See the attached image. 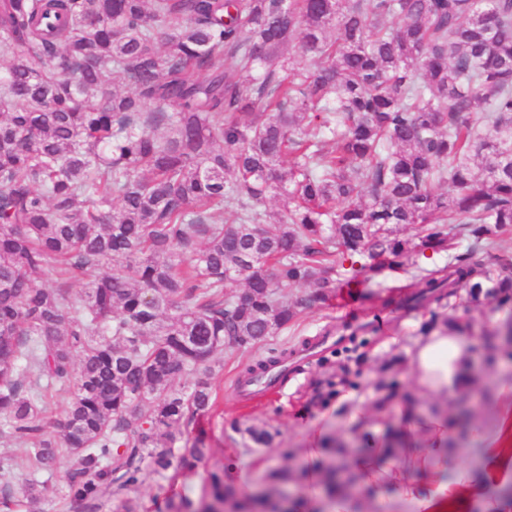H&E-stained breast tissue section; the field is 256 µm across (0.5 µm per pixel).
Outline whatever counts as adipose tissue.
<instances>
[{
  "instance_id": "adipose-tissue-1",
  "label": "adipose tissue",
  "mask_w": 512,
  "mask_h": 512,
  "mask_svg": "<svg viewBox=\"0 0 512 512\" xmlns=\"http://www.w3.org/2000/svg\"><path fill=\"white\" fill-rule=\"evenodd\" d=\"M473 341L460 332L434 330L415 338L407 352L408 374L418 393L445 399L457 395L460 381L473 356ZM502 402L497 409L498 428L485 442L494 467L512 461L498 450L512 442V376L498 377ZM391 421L404 452L399 459H383L379 439L365 440L366 450L353 461L366 492L367 504L376 512H512V498L492 496L473 481L469 467L458 469L455 480L443 477L451 430L447 415L420 417L409 403L394 407Z\"/></svg>"
}]
</instances>
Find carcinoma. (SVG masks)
Returning <instances> with one entry per match:
<instances>
[{
	"label": "carcinoma",
	"mask_w": 512,
	"mask_h": 512,
	"mask_svg": "<svg viewBox=\"0 0 512 512\" xmlns=\"http://www.w3.org/2000/svg\"><path fill=\"white\" fill-rule=\"evenodd\" d=\"M0 57V436L23 450L27 498L68 452V508L140 512L128 493L147 473L207 455L188 428L216 403L214 354L288 329L347 260L386 288L404 260L446 253L415 305L512 302L511 275L454 253L458 224L487 247L512 226V0H0ZM437 326L471 331L435 315L420 331ZM375 390L381 409L396 397L382 376ZM52 391L68 394L57 435ZM336 393L330 377L315 399ZM271 479L242 499L213 472L202 500L266 512L292 475ZM322 487L347 496L357 478L338 460Z\"/></svg>",
	"instance_id": "cac0c4a2"
}]
</instances>
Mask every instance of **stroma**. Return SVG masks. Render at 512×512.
<instances>
[{"label": "stroma", "mask_w": 512, "mask_h": 512, "mask_svg": "<svg viewBox=\"0 0 512 512\" xmlns=\"http://www.w3.org/2000/svg\"><path fill=\"white\" fill-rule=\"evenodd\" d=\"M357 298L358 311L375 313L381 318L382 323L375 331L348 337L342 346L337 347L330 362L314 359L300 363L278 388L253 401H245L237 392L236 380L244 362L266 357L271 349L312 338L321 326L343 321L345 312L332 304L306 308L288 330L266 344L247 350L227 348L219 352L216 359L223 367V378L216 383L218 406L206 426L209 452L194 468L180 471L176 478L152 476L133 488L131 495L142 502L143 512H168L166 504L171 498L186 496L192 501H199L210 473L217 470L235 468L243 476L242 490L247 493L255 487L263 488L271 469H304L306 461L301 428L305 424L314 422L343 440H353V433L347 431L343 420L336 417L335 403L314 404L316 383L339 373L341 365L348 363L350 358L363 356L361 374L355 377L353 385L342 387L341 392L348 397L346 409L373 408L375 393L372 383L377 378V366L385 359L405 356L418 334V324L440 310L436 304L428 309H418L401 301L385 306L365 288L359 289ZM473 318L476 347L469 367L479 378L482 391L492 395L497 391V377L503 366L497 357L502 346L501 333L488 319L486 310L475 311ZM263 424L277 429L278 435L272 447L253 448L245 429ZM481 445L478 436L469 435L452 451L453 465H469L491 494L501 496L512 492V478L490 467L486 456L478 452Z\"/></svg>", "instance_id": "obj_1"}]
</instances>
